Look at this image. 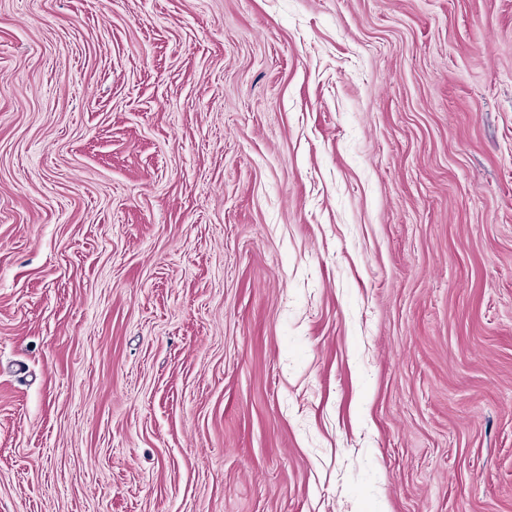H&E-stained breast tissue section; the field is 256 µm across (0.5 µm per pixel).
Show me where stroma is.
<instances>
[{
    "instance_id": "1",
    "label": "stroma",
    "mask_w": 512,
    "mask_h": 512,
    "mask_svg": "<svg viewBox=\"0 0 512 512\" xmlns=\"http://www.w3.org/2000/svg\"><path fill=\"white\" fill-rule=\"evenodd\" d=\"M0 512H512V0H0Z\"/></svg>"
}]
</instances>
